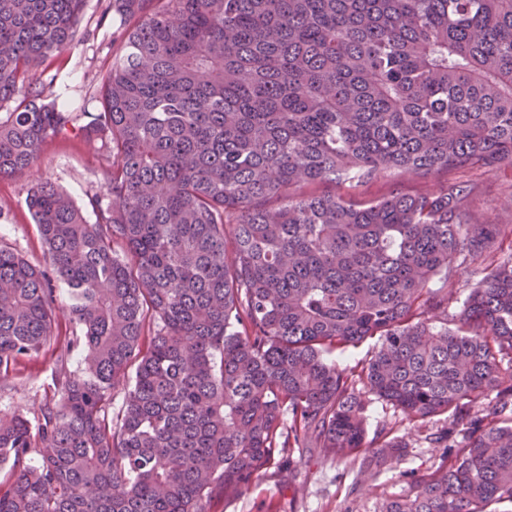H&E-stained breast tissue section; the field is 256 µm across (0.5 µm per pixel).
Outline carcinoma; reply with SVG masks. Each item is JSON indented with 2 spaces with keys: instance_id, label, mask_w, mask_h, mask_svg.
I'll use <instances>...</instances> for the list:
<instances>
[{
  "instance_id": "obj_1",
  "label": "carcinoma",
  "mask_w": 512,
  "mask_h": 512,
  "mask_svg": "<svg viewBox=\"0 0 512 512\" xmlns=\"http://www.w3.org/2000/svg\"><path fill=\"white\" fill-rule=\"evenodd\" d=\"M84 2L0 0V103L27 85L0 112V179L51 139L112 160L93 223L49 181L29 192L46 267L0 247V377L57 335L56 281L84 363L57 356L37 427L0 418V512H208L295 448L381 467L408 444L367 437L363 389L419 429L449 414L424 436L442 464L381 512L512 504V258L451 327L430 287L501 251L473 185L288 195L512 166V0H112L123 52L78 114L36 72ZM367 339L360 369L327 359Z\"/></svg>"
}]
</instances>
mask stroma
I'll list each match as a JSON object with an SVG mask.
<instances>
[{
    "instance_id": "stroma-1",
    "label": "stroma",
    "mask_w": 512,
    "mask_h": 512,
    "mask_svg": "<svg viewBox=\"0 0 512 512\" xmlns=\"http://www.w3.org/2000/svg\"><path fill=\"white\" fill-rule=\"evenodd\" d=\"M106 6V0H85L69 51L37 71L38 78L59 101L77 112L94 108L93 78L123 50L124 27L117 15L106 13ZM110 169V160L93 146L77 140L47 143L28 174L0 180V198L6 200L0 210V246L22 255L32 265L45 266V247L26 206L31 187L50 181L83 204L89 193L104 189ZM465 176L477 185L470 198L475 216L512 225V166L475 168L466 171ZM449 180L445 172L381 173L360 182H343L336 191L355 201L382 198L397 185L408 192L435 195L447 187ZM59 331L56 344L16 366L0 382V416L20 414L34 422L40 406L58 398L54 358L75 328L64 320ZM363 399L368 431L384 429L404 438L409 444L407 456L363 476L358 473V462L326 459L314 452L294 455L289 462L278 459L248 490L228 491L224 498L213 502L210 512H380L387 500L412 494V474L433 470L440 462V449L426 443L400 410L368 393Z\"/></svg>"
}]
</instances>
